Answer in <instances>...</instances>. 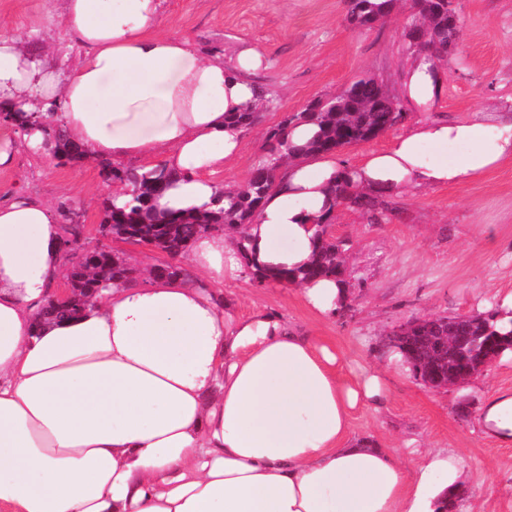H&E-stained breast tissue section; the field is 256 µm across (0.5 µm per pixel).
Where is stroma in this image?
Returning a JSON list of instances; mask_svg holds the SVG:
<instances>
[{
	"label": "stroma",
	"instance_id": "35a3bbf8",
	"mask_svg": "<svg viewBox=\"0 0 512 512\" xmlns=\"http://www.w3.org/2000/svg\"><path fill=\"white\" fill-rule=\"evenodd\" d=\"M61 0H0V25L24 41L49 47L59 68L82 55L60 22ZM462 38L432 113L466 118L512 102V0H456ZM345 0H161L156 31L190 41L204 57L246 44L269 67L260 75L274 99L263 121L244 136L240 155L217 171L215 181L244 185L263 157L264 133L312 99L342 91L371 76L398 93L406 59L408 7L369 31L348 22ZM99 164H62L54 157L18 154L0 169V194L21 189L53 208L81 212L88 227L101 221V203L112 193ZM379 224L342 206L331 220L333 237L347 240L351 312L326 319L310 310L297 288L224 282V298L241 316L282 315L305 334L337 349L349 365L382 361L398 326L439 314H472L480 300L512 291V159L482 179L459 187L410 192L392 200ZM480 400L467 386L429 390L415 377L395 378L385 408H356L350 435L397 451L406 473L422 453L458 451L465 462L467 501L480 512H512V446L483 436L475 418Z\"/></svg>",
	"mask_w": 512,
	"mask_h": 512
}]
</instances>
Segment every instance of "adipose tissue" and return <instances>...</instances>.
Masks as SVG:
<instances>
[{
  "instance_id": "ef3b65f1",
  "label": "adipose tissue",
  "mask_w": 512,
  "mask_h": 512,
  "mask_svg": "<svg viewBox=\"0 0 512 512\" xmlns=\"http://www.w3.org/2000/svg\"><path fill=\"white\" fill-rule=\"evenodd\" d=\"M160 0H61L83 49L59 71L0 27V167L48 154L31 113L54 119L88 160L147 162L174 175L161 214L212 209L211 175L240 152L228 113L251 105L267 60L237 46L207 60L156 33ZM448 67L412 56L402 95L423 115L357 166L332 155L281 164L276 188L242 245L221 232L192 242L189 277L116 283L74 318L37 314L61 278L59 218L18 191L0 200V512H434L460 489L461 459L430 450L406 476L393 449L352 439L360 404L385 405L403 355L336 373L338 355L276 314L238 317L223 302L241 251L267 272L304 267L342 179L369 194L460 186L512 159V106L469 119L430 117ZM326 318L349 294L324 277L299 288ZM480 432L512 446V390L481 388Z\"/></svg>"
}]
</instances>
